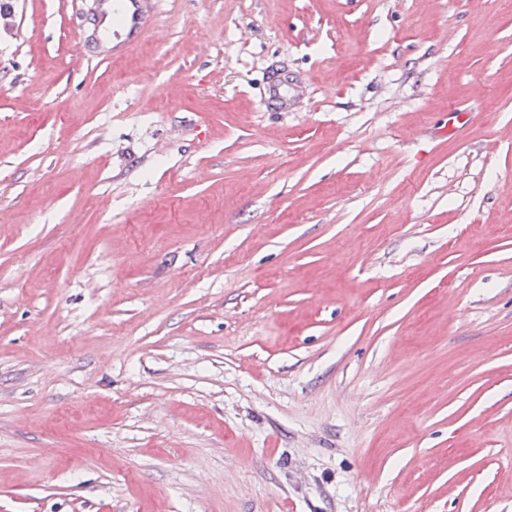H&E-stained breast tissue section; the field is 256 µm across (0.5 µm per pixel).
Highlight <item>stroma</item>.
Returning a JSON list of instances; mask_svg holds the SVG:
<instances>
[{
  "mask_svg": "<svg viewBox=\"0 0 512 512\" xmlns=\"http://www.w3.org/2000/svg\"><path fill=\"white\" fill-rule=\"evenodd\" d=\"M0 5V512H512V0ZM154 0H97L96 44L103 43L101 26L112 16V55L121 56L137 45L148 28V13H154Z\"/></svg>",
  "mask_w": 512,
  "mask_h": 512,
  "instance_id": "stroma-1",
  "label": "stroma"
}]
</instances>
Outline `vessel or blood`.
<instances>
[{
	"label": "vessel or blood",
	"mask_w": 512,
	"mask_h": 512,
	"mask_svg": "<svg viewBox=\"0 0 512 512\" xmlns=\"http://www.w3.org/2000/svg\"><path fill=\"white\" fill-rule=\"evenodd\" d=\"M154 5L155 0H97L99 21L112 23L113 55H123L141 41Z\"/></svg>",
	"instance_id": "1"
}]
</instances>
